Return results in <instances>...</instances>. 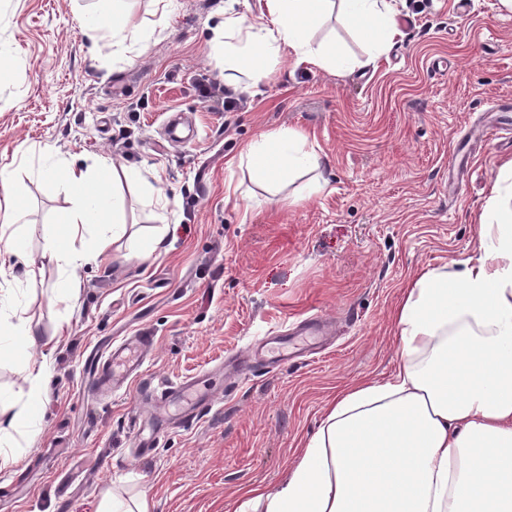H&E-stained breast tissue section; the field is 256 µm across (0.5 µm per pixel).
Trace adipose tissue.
<instances>
[{
	"mask_svg": "<svg viewBox=\"0 0 512 512\" xmlns=\"http://www.w3.org/2000/svg\"><path fill=\"white\" fill-rule=\"evenodd\" d=\"M269 23L224 17L213 50L224 53L225 78L268 76L267 62L287 54L344 69L333 46L314 43L310 29L331 14L363 41L399 34L392 0H266ZM303 137L269 132L241 153L236 166L277 182L317 170L319 156ZM74 205L59 217L43 262L72 273L103 256L126 233L109 220L108 185L140 174L97 160L83 168L58 164ZM27 213L9 186L0 187V243L34 276L21 228ZM97 233L94 254L76 247ZM478 255L423 271L394 314L400 361L389 381H351L336 392L317 431L275 488L242 492L235 512H512V164L501 168L478 229ZM44 367L30 368L17 406L0 407V468L17 460L8 440L30 428L42 406Z\"/></svg>",
	"mask_w": 512,
	"mask_h": 512,
	"instance_id": "1",
	"label": "adipose tissue"
}]
</instances>
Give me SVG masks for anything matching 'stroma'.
<instances>
[{"label":"stroma","instance_id":"obj_1","mask_svg":"<svg viewBox=\"0 0 512 512\" xmlns=\"http://www.w3.org/2000/svg\"><path fill=\"white\" fill-rule=\"evenodd\" d=\"M265 2L123 0L135 39L94 55L72 0H0V172L28 212L32 259L71 205L40 163L106 158L143 177L120 188L128 236L78 270L69 305L52 265L32 279L16 268L0 293L36 332L25 359L46 366L37 425L14 434L20 461L0 469V512H101L105 497L140 495L150 512H225L246 487H275L338 387L393 375L402 288L475 256L479 216L512 161L511 145L482 133L500 118L493 104L512 99V13L499 0L466 12L396 0L406 24L373 64L329 71L288 56L257 83L229 85L244 108L210 111L198 85L224 79L211 38L228 11L268 22ZM177 117L194 140L170 143ZM273 131L306 137L319 188H271L229 167ZM455 167L471 176L451 199ZM152 178L166 214L146 201ZM160 231L155 253L128 258ZM312 313L335 322L330 349L225 384L226 355ZM136 334L155 339L141 377L91 393L93 358ZM197 376L220 404L136 455L141 386Z\"/></svg>","mask_w":512,"mask_h":512}]
</instances>
